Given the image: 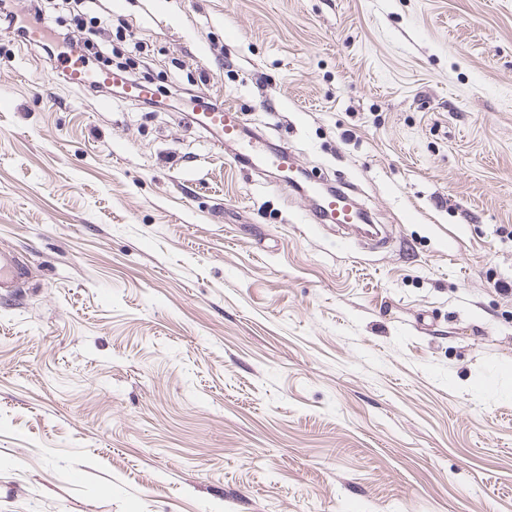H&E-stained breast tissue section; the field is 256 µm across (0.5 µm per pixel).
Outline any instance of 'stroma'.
Wrapping results in <instances>:
<instances>
[{"label": "stroma", "instance_id": "stroma-1", "mask_svg": "<svg viewBox=\"0 0 512 512\" xmlns=\"http://www.w3.org/2000/svg\"><path fill=\"white\" fill-rule=\"evenodd\" d=\"M83 11L164 104L0 34V512H512V0ZM204 96L391 249L246 176ZM54 72H59L65 80L77 87H89L91 85L105 86L112 83L122 86V99L131 102H141L153 98L151 90L144 84L136 81L121 83L119 77L105 69L91 70L86 62L75 54L60 55L56 58ZM23 275L16 255L9 250H0V294L14 292L15 285Z\"/></svg>", "mask_w": 512, "mask_h": 512}]
</instances>
